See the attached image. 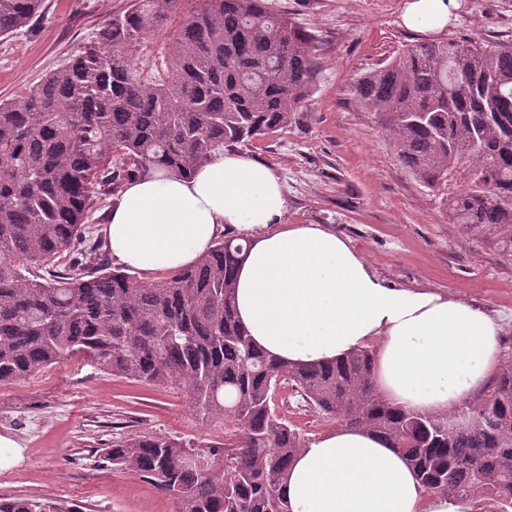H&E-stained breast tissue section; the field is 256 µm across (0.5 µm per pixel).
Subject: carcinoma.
<instances>
[{
    "label": "carcinoma",
    "mask_w": 512,
    "mask_h": 512,
    "mask_svg": "<svg viewBox=\"0 0 512 512\" xmlns=\"http://www.w3.org/2000/svg\"><path fill=\"white\" fill-rule=\"evenodd\" d=\"M44 0H0V37ZM153 54V72L136 60ZM316 37L265 0H131L34 89L0 101V383L83 354L142 385L186 388L224 441L123 436L112 466L172 495L178 512H289L279 492L304 437L279 414L286 386L326 421L390 443L426 491L470 512H512V356L469 403L405 410L373 383L374 352L290 365L238 320L243 245L227 232L195 266L141 283L105 261L94 216L156 168L190 174L288 126L316 84ZM395 155L442 197L448 220L512 257V42L421 41L356 88ZM196 463L184 462L186 456ZM0 512H82L0 497Z\"/></svg>",
    "instance_id": "cac0c4a2"
}]
</instances>
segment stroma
Returning <instances> with one entry per match:
<instances>
[{"label": "stroma", "mask_w": 512, "mask_h": 512, "mask_svg": "<svg viewBox=\"0 0 512 512\" xmlns=\"http://www.w3.org/2000/svg\"><path fill=\"white\" fill-rule=\"evenodd\" d=\"M130 0H45L29 28L0 38V100L35 88L91 40ZM405 0H267L313 33L320 70L306 106L273 136L243 151L274 168L289 224H323L350 240L387 282L430 288L489 307L512 350V259L449 223L439 197L398 162L378 118L355 86L406 45L423 41L401 22ZM438 39L512 42V0H459ZM281 415L306 440L331 427L290 389ZM156 432L190 443L220 441L223 425L202 422L185 389L150 387L74 357L30 378L0 383V436L21 459L0 468V496L52 497L84 512H175L173 498L146 479L113 469L103 454L113 439Z\"/></svg>", "instance_id": "1"}]
</instances>
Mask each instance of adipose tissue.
I'll list each match as a JSON object with an SVG mask.
<instances>
[{"label":"adipose tissue","mask_w":512,"mask_h":512,"mask_svg":"<svg viewBox=\"0 0 512 512\" xmlns=\"http://www.w3.org/2000/svg\"><path fill=\"white\" fill-rule=\"evenodd\" d=\"M457 0H407L404 24L445 28ZM276 171L217 153L193 173L155 170L126 184L104 232L115 264L153 276L194 266L223 232L247 247L236 307L253 342L291 364H318L375 346L373 383L391 403L426 414L473 401L501 362L503 329L483 305L382 279L348 239L288 224ZM280 493L290 512H464L427 493L376 434L343 427L309 443Z\"/></svg>","instance_id":"obj_1"}]
</instances>
